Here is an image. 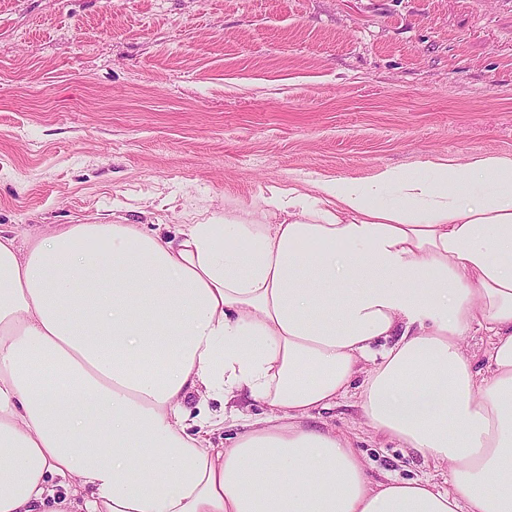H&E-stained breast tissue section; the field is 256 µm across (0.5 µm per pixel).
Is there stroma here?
<instances>
[{
	"instance_id": "35a3bbf8",
	"label": "stroma",
	"mask_w": 512,
	"mask_h": 512,
	"mask_svg": "<svg viewBox=\"0 0 512 512\" xmlns=\"http://www.w3.org/2000/svg\"><path fill=\"white\" fill-rule=\"evenodd\" d=\"M512 157V0H0V228L178 225L272 189ZM315 413L372 480L441 481Z\"/></svg>"
}]
</instances>
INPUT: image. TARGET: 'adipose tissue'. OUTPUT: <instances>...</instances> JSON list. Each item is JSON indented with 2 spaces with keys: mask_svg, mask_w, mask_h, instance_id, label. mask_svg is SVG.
I'll use <instances>...</instances> for the list:
<instances>
[{
  "mask_svg": "<svg viewBox=\"0 0 512 512\" xmlns=\"http://www.w3.org/2000/svg\"><path fill=\"white\" fill-rule=\"evenodd\" d=\"M355 384L446 484L373 481L306 426ZM201 392L269 411L219 448ZM71 480L77 512H512V158L328 178L170 239L0 229V512H67ZM488 340L486 336L478 333L469 336L464 346L467 355L471 358L476 370H483L485 375L486 359L488 353Z\"/></svg>",
  "mask_w": 512,
  "mask_h": 512,
  "instance_id": "1",
  "label": "adipose tissue"
}]
</instances>
